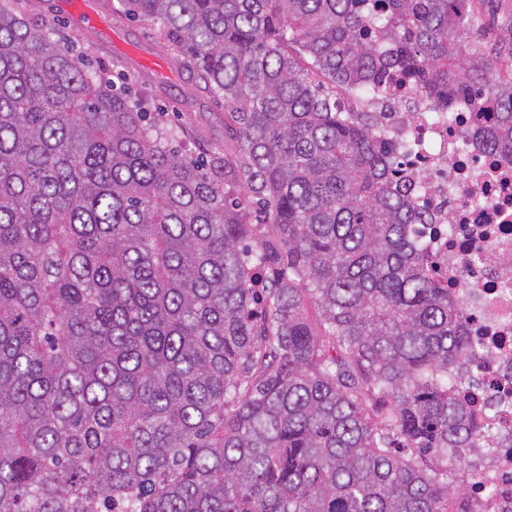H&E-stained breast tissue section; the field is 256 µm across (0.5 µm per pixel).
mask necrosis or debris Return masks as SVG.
Instances as JSON below:
<instances>
[{
  "label": "necrosis or debris",
  "mask_w": 512,
  "mask_h": 512,
  "mask_svg": "<svg viewBox=\"0 0 512 512\" xmlns=\"http://www.w3.org/2000/svg\"><path fill=\"white\" fill-rule=\"evenodd\" d=\"M387 97V130L401 140L429 216L416 225L459 304L471 346L461 369L474 387L473 419L485 436L468 475L470 512H512V164L486 146L469 101L448 111L422 104L396 110Z\"/></svg>",
  "instance_id": "4bbe7bcc"
}]
</instances>
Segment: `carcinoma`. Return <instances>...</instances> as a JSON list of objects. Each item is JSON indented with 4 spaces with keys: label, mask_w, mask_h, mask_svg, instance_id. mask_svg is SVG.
<instances>
[{
    "label": "carcinoma",
    "mask_w": 512,
    "mask_h": 512,
    "mask_svg": "<svg viewBox=\"0 0 512 512\" xmlns=\"http://www.w3.org/2000/svg\"><path fill=\"white\" fill-rule=\"evenodd\" d=\"M115 12L224 99L233 146L185 158L0 4V512H459L448 449L484 444L459 310L395 141L336 90L466 98L512 161V49L470 39L475 0Z\"/></svg>",
    "instance_id": "obj_1"
}]
</instances>
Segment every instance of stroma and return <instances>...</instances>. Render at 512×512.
I'll use <instances>...</instances> for the list:
<instances>
[{"label":"stroma","instance_id":"35a3bbf8","mask_svg":"<svg viewBox=\"0 0 512 512\" xmlns=\"http://www.w3.org/2000/svg\"><path fill=\"white\" fill-rule=\"evenodd\" d=\"M100 23L87 25L74 19L65 0H23L27 19L49 23L62 47L88 53L94 64L122 61L129 77L125 86L133 98L145 100L150 111L163 113L179 133L182 155L203 153L230 145L232 132L223 104L200 89L191 74L176 65L157 28L148 21L118 16L112 0H95ZM482 24L478 40L495 48L512 46V0H478Z\"/></svg>","mask_w":512,"mask_h":512}]
</instances>
